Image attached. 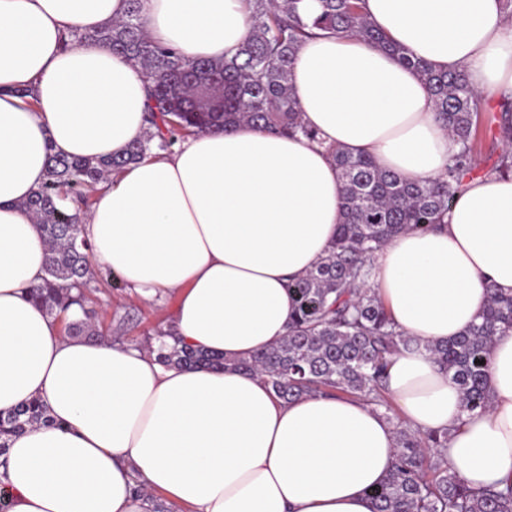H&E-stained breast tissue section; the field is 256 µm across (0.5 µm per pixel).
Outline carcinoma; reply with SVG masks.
<instances>
[{"label":"carcinoma","mask_w":512,"mask_h":512,"mask_svg":"<svg viewBox=\"0 0 512 512\" xmlns=\"http://www.w3.org/2000/svg\"><path fill=\"white\" fill-rule=\"evenodd\" d=\"M250 34L231 57L185 60L153 42L141 20V0H127L125 17L79 39H90L141 64L149 79V116L158 132L133 143L119 156L96 160L50 156L44 182L22 203L48 244L45 276L32 298L66 322L70 336L97 335L88 307L92 291V248L79 237L77 213L63 205L88 201L89 188L105 175L147 155L169 149L195 131L236 123L275 134L310 135L301 122L290 84V68L299 44L315 31L353 32L397 55L417 69L429 86L436 112L458 151L445 174L434 180H408L383 171L368 157L332 151L343 181L344 221L323 261L291 280L295 318L278 344L234 361L236 368L260 375L275 395L289 401L305 394L336 393L365 399L391 417L385 393L387 356L420 342L400 333L391 315L369 287L375 254L407 229L443 223L459 190L474 170L487 129L495 130L501 153L493 171L512 174V103L481 122V98L462 71L442 72L406 55L375 29L362 13V0H320L310 20L299 12L301 0H250ZM498 330H512V295L497 289L480 321L460 337L425 343L459 387L469 412L484 411L486 354ZM149 346L162 364L224 367V356L193 348L177 338ZM34 400L0 414V455L9 436L44 420ZM396 452L384 481L371 492L374 512H512V485L469 487L448 464V433L423 435L396 427Z\"/></svg>","instance_id":"carcinoma-1"}]
</instances>
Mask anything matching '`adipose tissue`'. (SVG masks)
<instances>
[{"label": "adipose tissue", "mask_w": 512, "mask_h": 512, "mask_svg": "<svg viewBox=\"0 0 512 512\" xmlns=\"http://www.w3.org/2000/svg\"><path fill=\"white\" fill-rule=\"evenodd\" d=\"M126 10V0H0V413L35 399L47 411L0 454L10 512H146L149 492L174 512H374L399 420L447 432L448 461L471 487L512 483V331L491 344L483 412L465 410L424 348L476 322L489 288L512 294V176L470 180L444 224L404 231L375 257L372 289L420 342L389 360L396 420L358 398L286 403L230 365H164L142 347L61 335L31 297L47 244L23 203L49 155H118L149 131L145 69L68 38ZM364 13L409 55L464 70L482 99L512 94L503 0H365ZM142 17L189 59L231 56L249 33L245 0H142ZM290 83L307 134L198 132L110 174L79 226L131 294L176 292L168 326L230 363L287 335L288 283L336 237L333 148L429 179L458 149L420 73L358 36L302 42Z\"/></svg>", "instance_id": "adipose-tissue-1"}]
</instances>
